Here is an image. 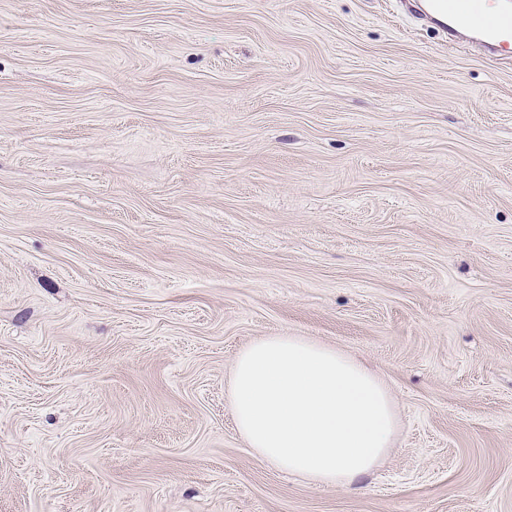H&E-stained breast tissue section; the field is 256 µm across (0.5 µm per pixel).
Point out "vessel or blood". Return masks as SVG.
Instances as JSON below:
<instances>
[{
  "mask_svg": "<svg viewBox=\"0 0 512 512\" xmlns=\"http://www.w3.org/2000/svg\"><path fill=\"white\" fill-rule=\"evenodd\" d=\"M413 13L420 19L445 17L442 30L449 41L465 39L485 57L500 60L512 55V9L490 11L485 0H415Z\"/></svg>",
  "mask_w": 512,
  "mask_h": 512,
  "instance_id": "vessel-or-blood-1",
  "label": "vessel or blood"
}]
</instances>
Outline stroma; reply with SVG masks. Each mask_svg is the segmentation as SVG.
Listing matches in <instances>:
<instances>
[{
  "label": "stroma",
  "mask_w": 512,
  "mask_h": 512,
  "mask_svg": "<svg viewBox=\"0 0 512 512\" xmlns=\"http://www.w3.org/2000/svg\"><path fill=\"white\" fill-rule=\"evenodd\" d=\"M275 334L393 393L358 481L238 434ZM0 512H512V62L401 0H0Z\"/></svg>",
  "instance_id": "1"
}]
</instances>
